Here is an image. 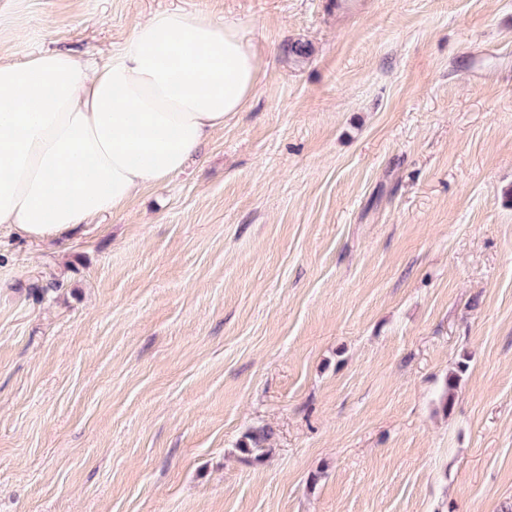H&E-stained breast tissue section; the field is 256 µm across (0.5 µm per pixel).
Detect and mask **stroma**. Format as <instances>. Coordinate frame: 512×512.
Here are the masks:
<instances>
[{"mask_svg": "<svg viewBox=\"0 0 512 512\" xmlns=\"http://www.w3.org/2000/svg\"><path fill=\"white\" fill-rule=\"evenodd\" d=\"M176 8L260 83L126 209L0 225V512H512V0H0V56Z\"/></svg>", "mask_w": 512, "mask_h": 512, "instance_id": "1", "label": "stroma"}]
</instances>
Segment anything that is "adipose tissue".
Returning <instances> with one entry per match:
<instances>
[{
  "label": "adipose tissue",
  "mask_w": 512,
  "mask_h": 512,
  "mask_svg": "<svg viewBox=\"0 0 512 512\" xmlns=\"http://www.w3.org/2000/svg\"><path fill=\"white\" fill-rule=\"evenodd\" d=\"M260 82L238 21L171 9L101 64L0 59V224L42 240L124 209L179 174Z\"/></svg>",
  "instance_id": "ef3b65f1"
}]
</instances>
